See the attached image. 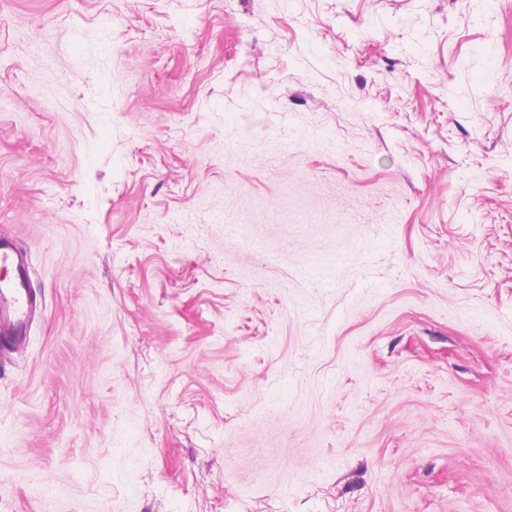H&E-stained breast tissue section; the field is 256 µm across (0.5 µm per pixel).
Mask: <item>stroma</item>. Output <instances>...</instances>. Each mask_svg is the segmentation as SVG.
Returning a JSON list of instances; mask_svg holds the SVG:
<instances>
[{
	"mask_svg": "<svg viewBox=\"0 0 512 512\" xmlns=\"http://www.w3.org/2000/svg\"><path fill=\"white\" fill-rule=\"evenodd\" d=\"M0 512H512V0H0ZM0 267L12 275L0 281V343L18 348L24 341V324L36 299L29 288L27 256L7 238H0Z\"/></svg>",
	"mask_w": 512,
	"mask_h": 512,
	"instance_id": "35a3bbf8",
	"label": "stroma"
}]
</instances>
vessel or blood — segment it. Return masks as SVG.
<instances>
[{"mask_svg":"<svg viewBox=\"0 0 512 512\" xmlns=\"http://www.w3.org/2000/svg\"><path fill=\"white\" fill-rule=\"evenodd\" d=\"M0 267L11 272L0 281V343L16 348L24 341V324L36 300L29 288L27 257L6 238H0Z\"/></svg>","mask_w":512,"mask_h":512,"instance_id":"obj_1","label":"vessel or blood"}]
</instances>
